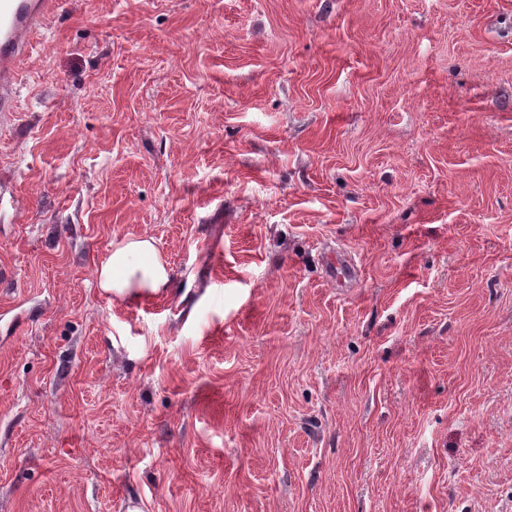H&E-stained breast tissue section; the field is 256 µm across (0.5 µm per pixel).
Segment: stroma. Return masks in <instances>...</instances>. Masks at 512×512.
<instances>
[{
  "mask_svg": "<svg viewBox=\"0 0 512 512\" xmlns=\"http://www.w3.org/2000/svg\"><path fill=\"white\" fill-rule=\"evenodd\" d=\"M169 287L104 294L114 241ZM512 512V0H66L0 112V512Z\"/></svg>",
  "mask_w": 512,
  "mask_h": 512,
  "instance_id": "35a3bbf8",
  "label": "stroma"
}]
</instances>
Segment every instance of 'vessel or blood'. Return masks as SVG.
I'll return each mask as SVG.
<instances>
[{"label": "vessel or blood", "instance_id": "1", "mask_svg": "<svg viewBox=\"0 0 512 512\" xmlns=\"http://www.w3.org/2000/svg\"><path fill=\"white\" fill-rule=\"evenodd\" d=\"M63 0H0V112L13 109L18 67L31 35Z\"/></svg>", "mask_w": 512, "mask_h": 512}]
</instances>
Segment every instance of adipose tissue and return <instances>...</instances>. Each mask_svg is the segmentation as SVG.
I'll list each match as a JSON object with an SVG mask.
<instances>
[{
  "label": "adipose tissue",
  "mask_w": 512,
  "mask_h": 512,
  "mask_svg": "<svg viewBox=\"0 0 512 512\" xmlns=\"http://www.w3.org/2000/svg\"><path fill=\"white\" fill-rule=\"evenodd\" d=\"M97 278L102 290L130 301L154 296L170 282L168 265L150 237L113 244Z\"/></svg>",
  "instance_id": "1"
}]
</instances>
